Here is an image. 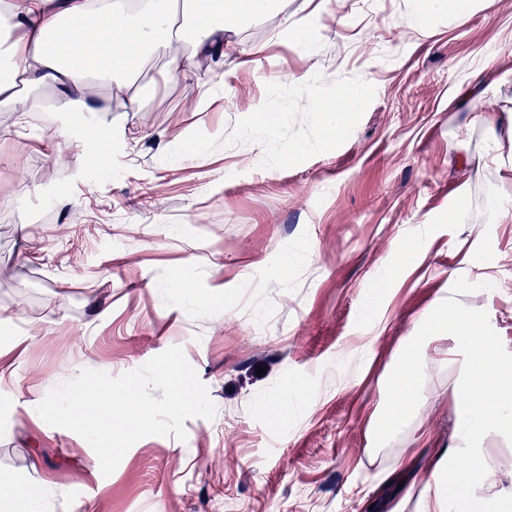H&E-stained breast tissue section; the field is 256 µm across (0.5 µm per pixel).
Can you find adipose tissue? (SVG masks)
I'll use <instances>...</instances> for the list:
<instances>
[{"instance_id": "obj_1", "label": "adipose tissue", "mask_w": 512, "mask_h": 512, "mask_svg": "<svg viewBox=\"0 0 512 512\" xmlns=\"http://www.w3.org/2000/svg\"><path fill=\"white\" fill-rule=\"evenodd\" d=\"M496 0H413L411 29L423 31L429 16L446 12L462 18L475 6L494 8ZM273 0H0V108L31 112L35 91H51L57 111L69 124L54 128L50 140L77 147L101 161L105 154L91 132L78 128L80 115L94 111L101 88L121 98L125 111L142 110L143 88L137 70L150 59L163 60V78L188 79L200 62L221 66L224 18L268 12ZM358 94L341 90L316 104L314 117L326 137L341 135ZM451 336L449 357H463L456 393L467 396L457 437L476 458L458 473L438 455L431 480L419 499V512H476L469 496L481 486L485 505L501 502L493 468L483 465L490 435L512 434V362L495 352L482 328L479 310H461L438 299L425 322L423 337L408 339L386 385L388 408L372 428L374 443L387 444L414 411L427 375V350Z\"/></svg>"}]
</instances>
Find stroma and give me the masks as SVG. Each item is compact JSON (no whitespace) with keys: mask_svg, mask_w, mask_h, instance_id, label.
<instances>
[{"mask_svg":"<svg viewBox=\"0 0 512 512\" xmlns=\"http://www.w3.org/2000/svg\"><path fill=\"white\" fill-rule=\"evenodd\" d=\"M410 5L226 16L223 68L162 83L161 60L140 67V125L101 90L100 162L50 147L49 93L28 117L0 109V476L49 488L48 512H418L433 449L472 465L438 357L388 446L371 431L436 299L482 311L512 360V138L486 135L512 111V0L422 34ZM340 87L359 105L328 141L312 110ZM172 346L217 407L186 440L144 438L106 477L36 412L82 369L117 376ZM282 398L288 413L265 410Z\"/></svg>","mask_w":512,"mask_h":512,"instance_id":"stroma-1","label":"stroma"}]
</instances>
